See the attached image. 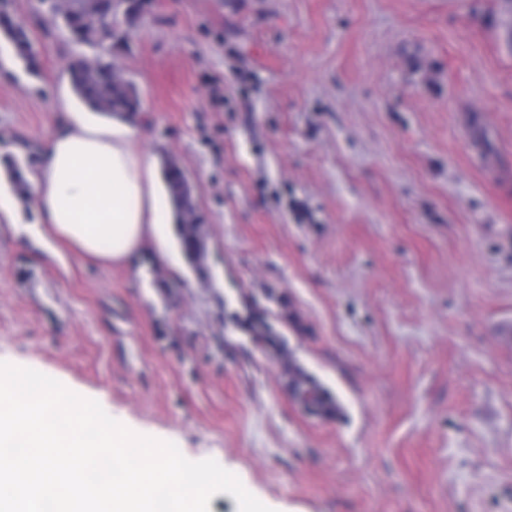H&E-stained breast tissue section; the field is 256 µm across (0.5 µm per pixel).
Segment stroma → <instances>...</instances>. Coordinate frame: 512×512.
I'll use <instances>...</instances> for the list:
<instances>
[{"instance_id": "stroma-1", "label": "stroma", "mask_w": 512, "mask_h": 512, "mask_svg": "<svg viewBox=\"0 0 512 512\" xmlns=\"http://www.w3.org/2000/svg\"><path fill=\"white\" fill-rule=\"evenodd\" d=\"M1 12L36 61L0 34V166L34 173L75 58L112 60L203 269L53 259L0 223V361L273 512H512V0H141L107 52L38 0ZM292 363L334 415L294 403ZM0 29L7 33L18 56L25 61H33V51L27 33L7 14L0 13ZM166 183L173 197L178 202V212L185 213L191 210L188 195L183 193L185 187V176L181 169L170 165L166 169ZM244 322L248 326L252 334L251 339L255 343L268 347L282 348L284 346L283 337L274 334L263 318L249 314L246 316Z\"/></svg>"}]
</instances>
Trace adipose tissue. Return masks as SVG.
<instances>
[{
  "mask_svg": "<svg viewBox=\"0 0 512 512\" xmlns=\"http://www.w3.org/2000/svg\"><path fill=\"white\" fill-rule=\"evenodd\" d=\"M142 123L69 112L30 179L34 234L82 260L124 265L162 243L173 206L155 157L138 147Z\"/></svg>",
  "mask_w": 512,
  "mask_h": 512,
  "instance_id": "1",
  "label": "adipose tissue"
}]
</instances>
